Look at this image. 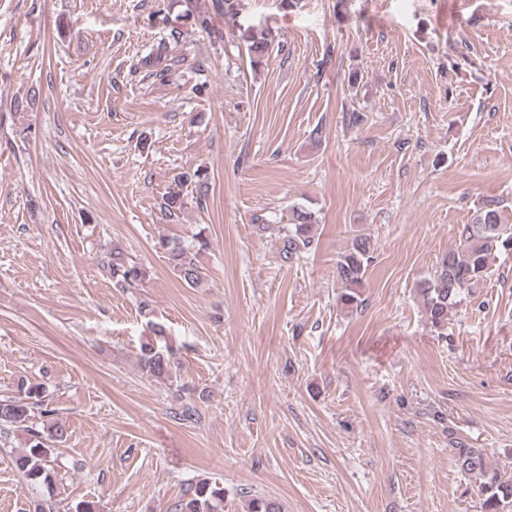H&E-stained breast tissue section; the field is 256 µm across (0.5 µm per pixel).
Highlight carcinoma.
I'll return each mask as SVG.
<instances>
[{"label":"carcinoma","instance_id":"carcinoma-1","mask_svg":"<svg viewBox=\"0 0 512 512\" xmlns=\"http://www.w3.org/2000/svg\"><path fill=\"white\" fill-rule=\"evenodd\" d=\"M270 45L265 34L250 36V64L257 66L269 53ZM178 190L169 191L164 198L165 215L172 217L185 206L184 190L196 191L195 204L206 205L208 176L204 169L178 173L174 177ZM315 236L311 213L302 208L292 209L291 228L284 236L283 253L291 258L309 248ZM159 249L189 287L195 288L202 281V271L197 254L207 248L208 241L196 234L194 242L186 243L177 237L162 238ZM512 250V225L503 223L501 211L492 203L478 208L474 221L464 225L459 244L448 250L437 263L431 278L419 286L427 320L436 329L448 325V312L457 307L465 295L489 275L495 254ZM371 261V241L367 237L354 238L336 263V278L343 285L339 295L342 308L354 311L364 303L362 288ZM106 275L116 288H134L146 277L145 269L114 248L103 266ZM149 336L140 343L139 363L149 376L172 380L177 376L178 349L170 342L166 327L152 318L148 304L141 306ZM40 410V417L48 423L33 422V410ZM24 435L22 451L15 454L12 463L26 480L37 487H52L54 481V445L66 438L65 426L56 418L50 407L46 389L41 383L22 381L14 396L0 397V440L17 434ZM460 471L474 474L482 481L479 490L483 496L484 512H512V474L488 471L482 451L477 448H460L455 453ZM175 512H224V487L207 479L192 484L174 506Z\"/></svg>","mask_w":512,"mask_h":512}]
</instances>
